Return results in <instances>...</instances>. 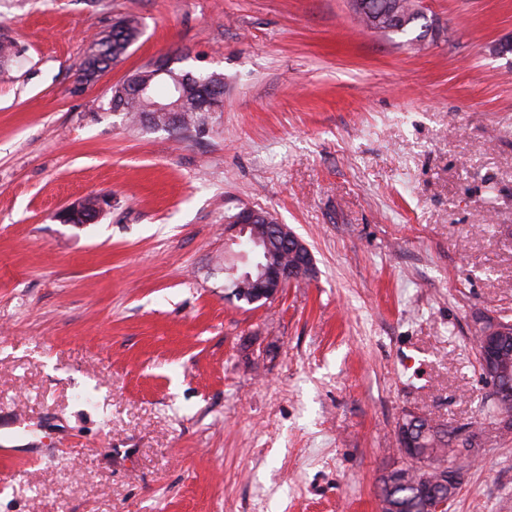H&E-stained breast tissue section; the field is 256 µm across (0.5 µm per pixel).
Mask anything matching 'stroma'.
Returning <instances> with one entry per match:
<instances>
[{
    "instance_id": "1",
    "label": "stroma",
    "mask_w": 512,
    "mask_h": 512,
    "mask_svg": "<svg viewBox=\"0 0 512 512\" xmlns=\"http://www.w3.org/2000/svg\"><path fill=\"white\" fill-rule=\"evenodd\" d=\"M415 4L392 34L352 0H0V512H380L408 411L481 436L451 512H512L473 336L512 318V0ZM166 58L222 111H110ZM245 206L313 256L263 306L225 286ZM123 26L119 31H112L107 35L93 42V48L98 52L94 64H101L106 61L117 62L127 52V45L134 43L140 34V22L133 16H126L122 19ZM129 46V47H130ZM173 69L175 74L180 77V84L186 91L193 93L196 88L198 89L203 99L206 100L202 105L203 108L209 107L212 112H219L221 110L222 102H219V100L222 101L224 96V78L221 74L215 72L193 73L191 71H185L175 67ZM198 82H208L212 89V94L220 97V99L216 100L214 97L209 96L210 88L197 87ZM102 213L103 205L100 203L91 205L84 201L68 205L58 212V214L62 215L69 221H73L74 218H79L77 223L82 224H90L97 221L98 217H100Z\"/></svg>"
}]
</instances>
